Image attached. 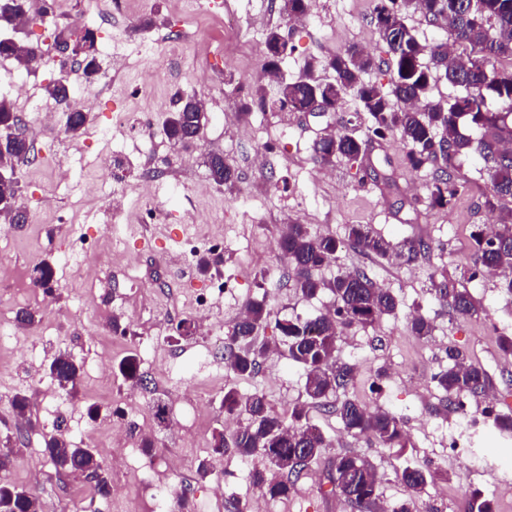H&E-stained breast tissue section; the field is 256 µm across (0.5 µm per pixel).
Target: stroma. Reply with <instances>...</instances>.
Segmentation results:
<instances>
[{
  "label": "stroma",
  "mask_w": 512,
  "mask_h": 512,
  "mask_svg": "<svg viewBox=\"0 0 512 512\" xmlns=\"http://www.w3.org/2000/svg\"><path fill=\"white\" fill-rule=\"evenodd\" d=\"M67 2L55 25L71 27L92 18L100 73L87 86L75 67L65 71L77 89L75 104L88 116L79 138L66 134L63 107L54 106L55 123L47 127L40 122L38 102H16L39 150V161L15 169L21 200L33 210L28 223L13 225L8 236L0 237V262L27 274L38 263L48 262L55 269V282L54 300L44 305L12 291L10 283L0 279L1 308L12 315L26 308L38 313L35 325L14 326L12 335L0 339V441L6 436L4 422L15 417L16 393L50 388L54 395L45 401L33 398V424L22 430V445L12 456L11 481L36 496L39 512H158L164 492L173 485L189 488L201 512H233L234 501L258 496L264 512H348L327 480L332 459L347 450L365 456L375 467L380 477L378 512H393L406 499L399 474L408 465L435 474L412 512H472L475 490L493 500L495 512H512V434L501 432L493 419L484 416L488 403L482 396L466 397L463 411L443 413L432 382L433 373L446 360V349L458 348L486 371L496 412L512 413V355L502 352L498 343L499 331L512 328V298L502 293L497 279H478L469 288L484 312L463 319L450 317L428 292L432 273L443 270L450 280H462L471 264V231L496 223V213L482 205L486 181L473 167H466L456 202L443 209L431 207L426 189L429 171L406 166L402 145L390 135L371 138L358 160L341 158L322 170L311 147L336 130L341 117L353 115L355 103L349 96L337 112H292L284 118L276 111L255 110L248 120L239 118L248 100L235 87L253 81L264 69L268 29L279 28L290 47L283 66L290 78L298 77L307 62L327 59L353 45L365 46L379 57L385 48L370 22L375 0H307V11L299 17L282 14L266 0H203L204 9L197 13L189 11L187 0H147L136 7L130 0ZM228 12L241 21L229 33L224 30ZM176 32L184 40L178 49L179 68L173 71L167 59ZM22 35L49 54L53 64L1 72V97H10L17 83L44 92L63 72L58 64L66 56L43 26H27ZM146 82L155 87L152 135L134 137L112 128L114 109L140 111L138 89ZM180 93L202 96L208 113L202 140L188 151L172 145L161 129ZM258 147L267 148L269 161L260 171L250 162ZM211 153L222 154L235 167L234 187L209 179L206 160ZM117 162L125 175L120 248L105 234L113 222L109 167ZM149 168L164 171L165 176L148 190L142 173ZM147 190L157 207L150 222L144 219L141 203ZM42 197L51 199L52 205L35 212ZM291 221L340 238L347 225L370 224L395 242L425 239L431 251L415 263L399 266L348 247L319 272L329 280L346 269H367L398 300L397 316L383 317L367 329H352L339 342L337 356L354 369L350 396L370 410H388L400 417L404 450L347 436L335 415L311 409L310 417L330 447L288 497L272 498L261 496L253 483L254 471L262 466L260 458L214 455V436L229 440L236 430L225 427L222 393L212 387L210 370L203 365L206 341L199 335L172 339V323L163 314L187 311L190 293L218 276L228 285L210 310V321L220 332L232 327L248 300L267 297L272 322L265 336L271 349L262 358L259 373L239 379L228 372L223 383L244 394L263 392L281 413L303 401L304 375L279 348L275 322L315 316L332 300L326 294L308 299L296 290L274 247L283 225ZM212 223L224 227L223 250L211 257L208 272H195L191 282L160 301L159 317L148 318L145 310L150 302L139 294L126 296L118 308L107 289L100 288L94 304L85 307L83 320L72 322L71 311L84 306L83 298L90 291L76 252L99 255L114 271L124 264L126 253L164 256L177 238L206 233ZM418 308L435 325L425 341L407 328L408 316ZM108 311L129 326L125 338H114L111 328L100 323V314ZM62 351L70 352L82 366L77 385L69 392L57 389L47 373L49 362ZM130 354L137 355L146 386L125 381L116 371L102 373L98 367L103 359L116 364ZM129 398L139 411L125 417L121 409ZM157 400L170 406V423L162 429L153 417ZM91 403L134 432L136 439L154 440L153 448H133L127 465L111 469L112 491L105 497L95 494L81 477L59 480L44 453L45 436L58 432L68 441L90 444L100 460H107L112 437L89 419L86 407ZM467 414L478 417L479 425L465 428ZM181 423L191 426L190 435L178 433ZM460 436L470 443L463 462L448 454L449 440ZM215 458L224 465V493L219 497L211 492L214 476L198 473L201 461Z\"/></svg>",
  "instance_id": "obj_1"
}]
</instances>
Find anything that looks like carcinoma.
<instances>
[{
  "label": "carcinoma",
  "mask_w": 512,
  "mask_h": 512,
  "mask_svg": "<svg viewBox=\"0 0 512 512\" xmlns=\"http://www.w3.org/2000/svg\"><path fill=\"white\" fill-rule=\"evenodd\" d=\"M420 13L426 21L444 28L460 44H468L474 54L448 62V42L426 43L407 23L408 10ZM27 10L24 0L0 3V28L16 29ZM371 23L384 43L387 58L377 59L357 48L329 58L335 76L324 87L319 100L338 104L347 95L357 109L337 132L313 143V160L328 166L342 157L355 161L365 151L367 137L387 134L397 137L404 148V162L412 169H431L428 183L429 204L445 208L452 205L463 188L462 170L475 159L477 169L489 183L484 206L498 209L499 202L512 198V69H498L501 57L512 58V0H378ZM80 61L85 82L97 77L98 49ZM268 66L274 67V54L286 57V44L276 29L266 34ZM38 55V47L24 38H0V57L17 67L29 69ZM377 69L390 75L387 85L367 81L364 75ZM277 92L266 97L264 88L252 95L251 102L260 110L306 112L314 98L306 85L273 74ZM445 80L456 93L448 99H431L439 80ZM73 88L65 75L47 87L48 95L66 106L70 113L66 132L76 137L86 124L81 110L71 106ZM203 102L195 95L178 96L163 123L166 138L181 143L189 137L201 139L208 121ZM467 125L477 132L470 138L460 132ZM13 127L17 136L0 148V156L12 165L28 160L33 151L22 118L14 104L0 97V127ZM208 176L218 184L231 187L238 179L236 170L219 154L210 156ZM475 261L468 270V281L494 271L502 288L512 295V210L500 212V222L490 230L478 226L471 233ZM352 245L358 251L380 259H401L406 263L426 255L429 246L423 239L394 244L369 224H352L347 235L338 238L329 232L313 231L304 224H290L280 236L281 259L294 276L295 287L309 299L323 294L333 297L325 312L305 319L277 323L288 360L300 367L305 376V400L288 410L274 411L265 394H242L234 387L224 388L222 405L230 416H243L246 426L237 431L232 442H214L216 454L229 452L242 457L260 456L264 468L253 473L254 484L272 497H285L291 489L290 478L299 477L327 448L328 440L313 423L310 409L322 408L334 413L343 431L365 437L380 448H403L401 422L395 414L369 411L348 395L353 384V368L336 359L337 342L352 328L373 326L382 317L396 313L398 301L381 288L364 269L342 272L325 280L317 272L335 260L338 253ZM33 283L46 287L54 281L51 264L42 262L32 270ZM432 294L448 305L449 312L461 318L478 317L482 307L465 285H457L444 276L431 280ZM270 309L267 297L250 300L245 315L231 327L224 345V367L237 377H252L260 368L267 343L262 336ZM413 335L426 339L433 335V323L415 312L408 321ZM448 366L432 376V382L445 393L449 406H462L461 398L485 394L489 379L480 367L469 363L456 349L446 350ZM81 366L68 352H61L48 365V373L59 386H73ZM126 380L143 382L137 356L131 354L119 363ZM343 398L336 399L337 392ZM49 459L61 476L83 475L90 478L94 491L104 494L110 487L108 469L92 449L52 436L45 441ZM12 453H0V500L8 512H36L34 495L18 488L6 476ZM409 499L420 497L428 485L426 472L407 466L400 473ZM331 492L343 497L350 512H375L378 479L369 461L350 452L333 458Z\"/></svg>",
  "instance_id": "1"
}]
</instances>
